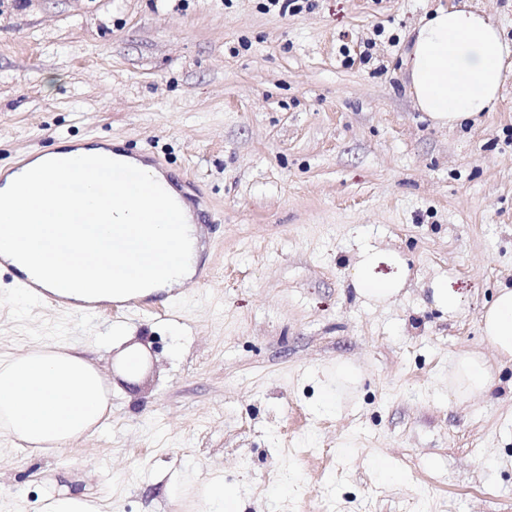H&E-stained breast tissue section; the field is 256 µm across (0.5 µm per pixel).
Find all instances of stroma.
Masks as SVG:
<instances>
[{"mask_svg":"<svg viewBox=\"0 0 512 512\" xmlns=\"http://www.w3.org/2000/svg\"><path fill=\"white\" fill-rule=\"evenodd\" d=\"M0 0V170L64 142L120 143L194 180L205 272L97 317L22 294L0 265V353L37 341L104 368L143 346L98 435L54 456L0 440V512L79 481L109 512H512V363L461 405L448 371L484 349L480 314L512 287V73L496 111L454 130L407 92L411 29L455 0ZM370 51V62L360 60ZM400 251L411 288L358 300L359 244ZM448 272L464 308L424 289ZM359 382L316 407L340 362ZM117 361L119 371L126 381L136 380L145 366V357L138 344H130L123 348ZM196 498L199 505L208 512H242L239 491L234 487H224L219 479H210L198 485Z\"/></svg>","mask_w":512,"mask_h":512,"instance_id":"stroma-1","label":"stroma"}]
</instances>
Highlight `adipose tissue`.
Segmentation results:
<instances>
[{
    "label": "adipose tissue",
    "mask_w": 512,
    "mask_h": 512,
    "mask_svg": "<svg viewBox=\"0 0 512 512\" xmlns=\"http://www.w3.org/2000/svg\"><path fill=\"white\" fill-rule=\"evenodd\" d=\"M402 64L418 108L434 125L454 129L495 109L512 69V41L485 10L467 4L441 7L416 25ZM85 158L136 171L156 191L117 204L112 240L99 249L96 264L88 260L80 228L53 221L74 207H88L89 199L41 193L44 183L69 177L65 161ZM159 194L180 207L183 224L151 222ZM36 206L43 222L32 218ZM200 255L191 205L165 173L122 150L91 142L75 150L60 146L0 182V259L74 308L190 287ZM407 282L408 268L398 252L358 247L350 283L368 304H389ZM481 326L499 361L512 363V287L498 289L481 314ZM492 385V370L477 352L461 355L448 376V390L460 403L487 394ZM111 415L112 383L82 353L39 343L0 357V438L56 454L102 432ZM41 512H101V505L87 490L52 480Z\"/></svg>",
    "instance_id": "1"
}]
</instances>
